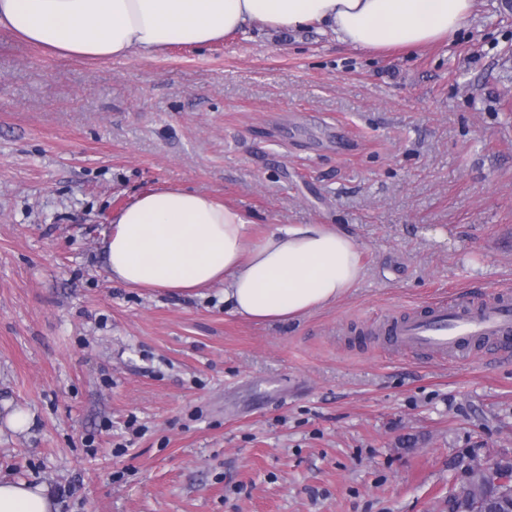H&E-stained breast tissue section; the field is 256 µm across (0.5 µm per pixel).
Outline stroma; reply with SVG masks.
I'll use <instances>...</instances> for the list:
<instances>
[{
	"label": "stroma",
	"mask_w": 512,
	"mask_h": 512,
	"mask_svg": "<svg viewBox=\"0 0 512 512\" xmlns=\"http://www.w3.org/2000/svg\"><path fill=\"white\" fill-rule=\"evenodd\" d=\"M167 186L273 224H336L364 275L261 324L222 289L111 280L114 215ZM512 290V10L420 50L254 26L76 60L0 32V477L58 512H447L512 460V354L373 335ZM33 419L22 432L6 416Z\"/></svg>",
	"instance_id": "obj_1"
}]
</instances>
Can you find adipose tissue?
Masks as SVG:
<instances>
[{
	"label": "adipose tissue",
	"instance_id": "1",
	"mask_svg": "<svg viewBox=\"0 0 512 512\" xmlns=\"http://www.w3.org/2000/svg\"><path fill=\"white\" fill-rule=\"evenodd\" d=\"M476 0H0V31L78 60L207 47L260 25L317 27L349 46L419 49L466 27ZM208 192L162 187L116 215L104 241L112 280L151 292L224 290L232 315L289 320L347 295L362 272L355 238L331 224H276ZM44 484L0 479V512H56Z\"/></svg>",
	"mask_w": 512,
	"mask_h": 512
}]
</instances>
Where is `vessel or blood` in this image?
I'll return each mask as SVG.
<instances>
[{"mask_svg":"<svg viewBox=\"0 0 512 512\" xmlns=\"http://www.w3.org/2000/svg\"><path fill=\"white\" fill-rule=\"evenodd\" d=\"M384 333L408 351L454 355L477 338L507 349L512 347V293L500 291L473 306L439 302L387 322Z\"/></svg>","mask_w":512,"mask_h":512,"instance_id":"b4317fda","label":"vessel or blood"}]
</instances>
